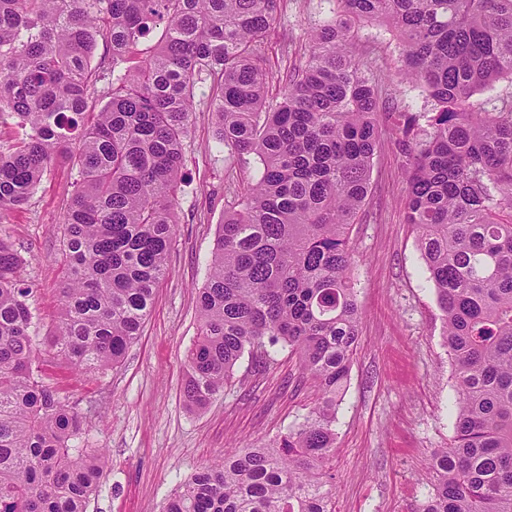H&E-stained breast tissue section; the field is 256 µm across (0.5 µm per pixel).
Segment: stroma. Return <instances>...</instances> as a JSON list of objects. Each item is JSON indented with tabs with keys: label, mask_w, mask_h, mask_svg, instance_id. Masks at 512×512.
<instances>
[{
	"label": "stroma",
	"mask_w": 512,
	"mask_h": 512,
	"mask_svg": "<svg viewBox=\"0 0 512 512\" xmlns=\"http://www.w3.org/2000/svg\"><path fill=\"white\" fill-rule=\"evenodd\" d=\"M328 17L326 0H278L277 19L263 44L272 75L269 100L279 95V77L303 62L308 32ZM355 44L377 83L380 144L351 229L359 340L337 413L331 508L416 512L430 489V453L450 444L457 412L442 312L416 229L406 222V159L398 146L399 113L429 112L433 104L402 79L394 30L362 25ZM254 169L225 161L214 115L207 100L197 99L169 274L155 290L138 341L120 364L99 374L74 372L51 347L66 271L61 224L73 190L70 167H51L27 205L0 212V237L21 252L22 278L32 290L39 373L62 400L79 408L90 446L104 449L108 459L87 512H160L180 483L223 459L226 450L272 440L302 423L315 406V384L285 350L267 367L242 358L231 383L205 408L193 410L183 401L198 292L218 227L246 192Z\"/></svg>",
	"instance_id": "1"
}]
</instances>
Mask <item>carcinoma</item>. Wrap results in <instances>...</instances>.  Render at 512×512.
<instances>
[{
    "label": "carcinoma",
    "mask_w": 512,
    "mask_h": 512,
    "mask_svg": "<svg viewBox=\"0 0 512 512\" xmlns=\"http://www.w3.org/2000/svg\"><path fill=\"white\" fill-rule=\"evenodd\" d=\"M327 2L333 17L271 103L262 43L277 0H0V124L25 130L0 144V210L27 203L51 165L76 170L53 347L78 371L119 364L168 274L195 90L211 81L225 159L259 167L199 289L185 401L207 405L244 353L267 364L285 347L320 395L302 424L190 476L163 512H331L338 395L359 338L350 233L378 146L375 84L351 31L392 28L407 79L434 106L423 137H409L415 116L404 123L407 223L457 375L455 434L430 455L420 512H512V103L469 106L512 77V0ZM103 23L112 97L91 113L107 76L91 65ZM21 268L0 237V512H87L106 458L38 378Z\"/></svg>",
    "instance_id": "cac0c4a2"
}]
</instances>
